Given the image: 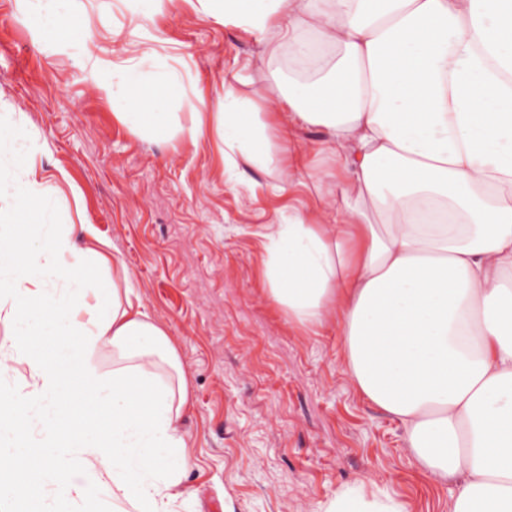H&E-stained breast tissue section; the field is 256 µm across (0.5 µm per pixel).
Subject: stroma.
Wrapping results in <instances>:
<instances>
[{"label": "stroma", "instance_id": "stroma-1", "mask_svg": "<svg viewBox=\"0 0 512 512\" xmlns=\"http://www.w3.org/2000/svg\"><path fill=\"white\" fill-rule=\"evenodd\" d=\"M131 38L148 60L123 52ZM263 49L186 5L147 18L137 0H73L52 39L33 0H0V132L30 119L15 149L34 157L53 223L72 225L77 242L89 229L108 239L179 342L195 403L188 496L174 512H315L346 485L384 490L411 512H452L456 481L418 470L399 423L355 391L338 331L288 326L265 293V225L330 200L313 168L321 131L271 133L272 155L298 156L288 184L244 164L224 178L219 140L196 147L185 134L199 116L216 127L225 84ZM127 71L176 84L172 136L115 117L103 87Z\"/></svg>", "mask_w": 512, "mask_h": 512}]
</instances>
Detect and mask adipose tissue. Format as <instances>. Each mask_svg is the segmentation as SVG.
I'll return each instance as SVG.
<instances>
[{"instance_id":"1","label":"adipose tissue","mask_w":512,"mask_h":512,"mask_svg":"<svg viewBox=\"0 0 512 512\" xmlns=\"http://www.w3.org/2000/svg\"><path fill=\"white\" fill-rule=\"evenodd\" d=\"M168 2L258 36L248 68L278 58L311 74H272L267 118L224 87L227 164L285 183L294 163L272 160L270 127L325 132L318 174L336 209L266 225L269 299L289 325L338 329L357 393L400 422L421 471L458 480L454 512H512V0ZM121 87L117 116L168 132L164 91L133 74ZM36 177L27 158L0 163V193L49 214ZM29 233L24 254H0V379L21 361L33 379L23 404L0 389V512H28L48 487L172 512L191 466L178 345L133 302L109 242L74 244L64 224ZM317 512L410 509L354 485Z\"/></svg>"}]
</instances>
